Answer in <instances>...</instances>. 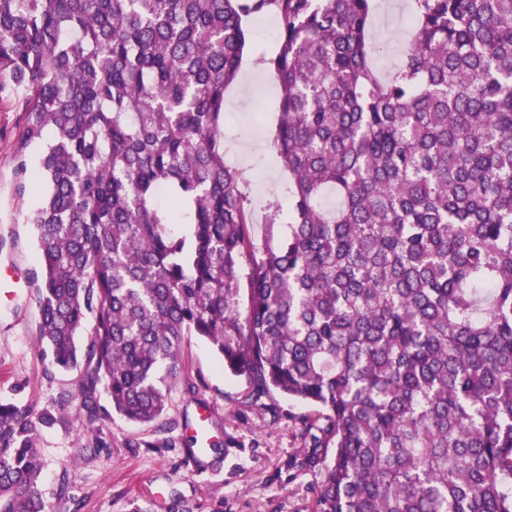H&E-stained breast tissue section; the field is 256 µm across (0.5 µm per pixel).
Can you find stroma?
<instances>
[{"label": "stroma", "instance_id": "stroma-1", "mask_svg": "<svg viewBox=\"0 0 512 512\" xmlns=\"http://www.w3.org/2000/svg\"><path fill=\"white\" fill-rule=\"evenodd\" d=\"M409 6L410 0H375L371 37L385 48L375 62L380 73L396 67L411 38L404 23ZM275 52V38L248 27L244 58L256 68L248 81L227 89L231 103L224 111V153L250 177L251 231L258 240L265 233L267 198L284 201L290 195L288 173L272 146L279 83L263 64ZM21 126L13 94L0 93V254L28 278L38 267L27 222L36 199L20 191L15 173ZM38 320L32 287L0 308V400L30 409L38 427L40 490L55 512H130L135 503L150 512H313L320 473L301 465L307 447L299 425L310 407L278 393L251 402L246 381L225 375L207 345L191 337L184 344L186 367L207 384L203 398L220 425V453L203 455L196 464L187 461L185 449L148 447L161 428L197 419V404L178 388L160 421L136 424L113 416L102 427L105 447L90 448L87 426L75 415L51 426L41 423L45 411L59 410L62 398L74 392L75 375L52 369L42 358Z\"/></svg>", "mask_w": 512, "mask_h": 512}]
</instances>
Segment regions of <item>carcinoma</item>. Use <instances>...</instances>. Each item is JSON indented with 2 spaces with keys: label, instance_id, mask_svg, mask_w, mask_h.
<instances>
[{
  "label": "carcinoma",
  "instance_id": "carcinoma-1",
  "mask_svg": "<svg viewBox=\"0 0 512 512\" xmlns=\"http://www.w3.org/2000/svg\"><path fill=\"white\" fill-rule=\"evenodd\" d=\"M270 10L272 145L294 191L283 226L267 201L259 246L249 180L224 161V89L244 19ZM373 11L0 0V87L23 90L17 173L37 192L39 339L77 372L62 407L88 446L113 413L159 419L175 384L203 404L182 353L197 336L253 401L315 409L314 512H512V0H411L383 77ZM36 441L29 407L0 401V512H46ZM178 443L196 462L221 447H132Z\"/></svg>",
  "mask_w": 512,
  "mask_h": 512
}]
</instances>
